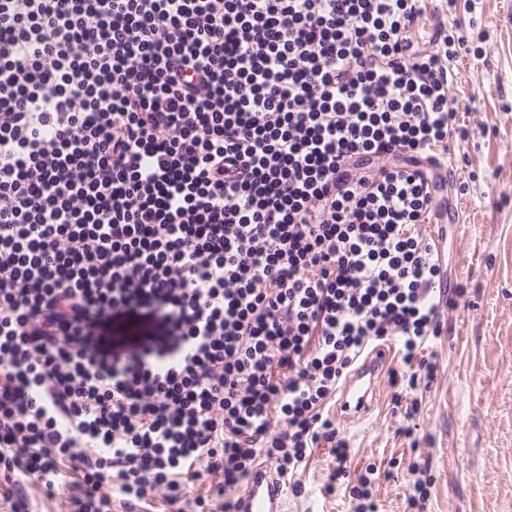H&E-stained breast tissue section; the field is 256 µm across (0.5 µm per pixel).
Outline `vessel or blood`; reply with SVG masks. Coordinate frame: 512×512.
Listing matches in <instances>:
<instances>
[{
    "label": "vessel or blood",
    "mask_w": 512,
    "mask_h": 512,
    "mask_svg": "<svg viewBox=\"0 0 512 512\" xmlns=\"http://www.w3.org/2000/svg\"><path fill=\"white\" fill-rule=\"evenodd\" d=\"M390 359L388 347L379 345L347 375L336 393L333 413L340 425L363 424L373 412L385 368ZM285 485L270 467H256L236 512H284Z\"/></svg>",
    "instance_id": "1"
}]
</instances>
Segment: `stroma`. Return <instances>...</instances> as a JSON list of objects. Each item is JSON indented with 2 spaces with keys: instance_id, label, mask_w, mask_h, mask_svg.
I'll return each mask as SVG.
<instances>
[{
  "instance_id": "35a3bbf8",
  "label": "stroma",
  "mask_w": 512,
  "mask_h": 512,
  "mask_svg": "<svg viewBox=\"0 0 512 512\" xmlns=\"http://www.w3.org/2000/svg\"><path fill=\"white\" fill-rule=\"evenodd\" d=\"M448 29L482 49L452 68L478 117L459 112L469 137L449 152L459 221L448 228L451 279L465 288L450 330L435 339L436 383L415 423L429 437L433 483L427 512H512V0H455ZM395 389L382 381L376 407L345 432L352 468L380 473L379 512H404L414 451L399 436ZM329 449L295 477L287 512H350L345 486L328 493Z\"/></svg>"
}]
</instances>
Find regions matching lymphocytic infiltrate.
Listing matches in <instances>:
<instances>
[{
  "mask_svg": "<svg viewBox=\"0 0 512 512\" xmlns=\"http://www.w3.org/2000/svg\"><path fill=\"white\" fill-rule=\"evenodd\" d=\"M428 0H0V512H235L393 339L410 425L463 288L427 226L462 99ZM139 281L128 295L129 281Z\"/></svg>",
  "mask_w": 512,
  "mask_h": 512,
  "instance_id": "obj_1",
  "label": "lymphocytic infiltrate"
}]
</instances>
